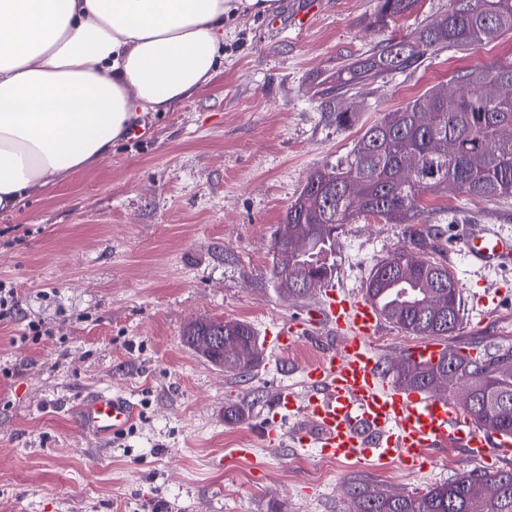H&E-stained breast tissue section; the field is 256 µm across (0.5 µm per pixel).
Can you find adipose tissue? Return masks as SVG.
<instances>
[{"label": "adipose tissue", "mask_w": 512, "mask_h": 512, "mask_svg": "<svg viewBox=\"0 0 512 512\" xmlns=\"http://www.w3.org/2000/svg\"><path fill=\"white\" fill-rule=\"evenodd\" d=\"M274 0H0V212L91 168L148 112L192 98L224 28Z\"/></svg>", "instance_id": "obj_1"}]
</instances>
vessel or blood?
<instances>
[{
  "label": "vessel or blood",
  "mask_w": 512,
  "mask_h": 512,
  "mask_svg": "<svg viewBox=\"0 0 512 512\" xmlns=\"http://www.w3.org/2000/svg\"><path fill=\"white\" fill-rule=\"evenodd\" d=\"M453 251L474 268L512 264V235L493 224L467 225L451 243ZM330 327L341 337L339 350L318 355L304 368L305 389H279L277 412L298 416L300 447L316 448L327 459L402 464L438 449L454 448L471 461L489 459L512 449V436L474 424L453 400L408 389L391 379L370 341L382 315L365 298L326 289L321 308L310 323L277 325L268 334L272 352L287 351L308 328ZM441 344L425 341L407 350L413 363L437 360ZM130 396L98 391L82 396L75 413L80 433L102 442L128 427L137 417Z\"/></svg>",
  "instance_id": "obj_1"
}]
</instances>
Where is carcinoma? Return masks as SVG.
I'll list each match as a JSON object with an SVG mask.
<instances>
[{
    "instance_id": "cac0c4a2",
    "label": "carcinoma",
    "mask_w": 512,
    "mask_h": 512,
    "mask_svg": "<svg viewBox=\"0 0 512 512\" xmlns=\"http://www.w3.org/2000/svg\"><path fill=\"white\" fill-rule=\"evenodd\" d=\"M418 0H378L369 28L381 32L410 12ZM512 35V0H448V11L399 39H386L364 56L340 65L336 79L321 93L322 108L336 128L355 121L348 97L377 79L403 72L448 49L470 50ZM443 86L387 112L366 127L345 157L312 170L288 205L284 223L288 239L272 240L270 283L331 281L336 230L363 215L404 225L410 245L419 250L431 235L420 224L423 198L453 186L470 199L512 197V62L483 68H460ZM456 149L448 153V142ZM417 160L415 176L403 177L407 159ZM402 274L387 272L390 260L377 263L366 282L365 298L389 299L384 319L413 336H446L461 321L462 292L451 269L440 261L402 248ZM224 324V353L201 352L219 367L248 371L258 364L257 334L245 321L202 319L199 330ZM474 393L465 407L472 421L512 435V347L483 356L447 350L431 364L407 359L393 367L396 382L411 389L434 390L433 382L447 362ZM352 512H512V469L489 473L469 470L419 495L385 492L351 483Z\"/></svg>"
}]
</instances>
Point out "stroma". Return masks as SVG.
<instances>
[{
  "instance_id": "obj_1",
  "label": "stroma",
  "mask_w": 512,
  "mask_h": 512,
  "mask_svg": "<svg viewBox=\"0 0 512 512\" xmlns=\"http://www.w3.org/2000/svg\"><path fill=\"white\" fill-rule=\"evenodd\" d=\"M376 4L279 0L269 14L239 15L224 32L223 64L195 96L145 115L99 165L0 213V282L18 295L0 320V512H349L350 482L416 493L475 469L444 451L408 472L297 447L275 394L300 387L303 366L339 347L338 335L315 330L248 373L214 366L182 340L195 319L243 320L261 336L320 307L322 289L294 299L269 283L273 235L310 171L457 68L512 61L510 37L442 52L367 86L354 125L337 129L316 95L337 67L448 8L418 0L376 36L367 31ZM423 206L439 231L434 257L463 297L462 323L440 344L474 356L512 346V267L476 270L445 249L467 218L512 233V198L445 192ZM404 244L399 224L344 225L334 285L364 297L373 266ZM32 322L42 339L15 345ZM95 390L128 392L139 409L103 446L74 421L78 398ZM231 407L240 419L227 418Z\"/></svg>"
}]
</instances>
